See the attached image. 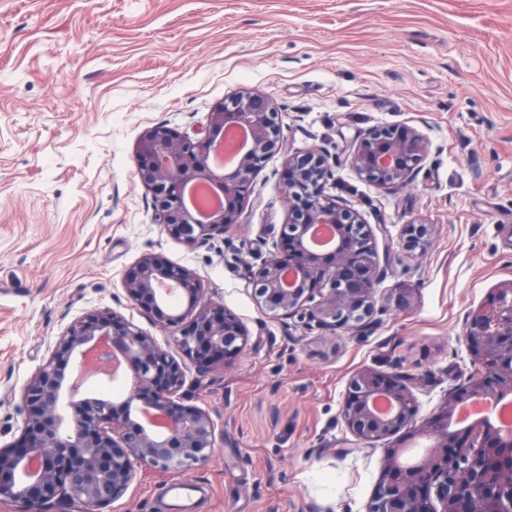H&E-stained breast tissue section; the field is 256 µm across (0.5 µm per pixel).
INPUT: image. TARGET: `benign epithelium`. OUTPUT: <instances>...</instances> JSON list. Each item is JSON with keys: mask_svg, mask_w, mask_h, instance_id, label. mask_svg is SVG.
I'll list each match as a JSON object with an SVG mask.
<instances>
[{"mask_svg": "<svg viewBox=\"0 0 512 512\" xmlns=\"http://www.w3.org/2000/svg\"><path fill=\"white\" fill-rule=\"evenodd\" d=\"M232 127L248 129L250 147L234 167L219 173L210 159ZM427 149L413 127L379 126L355 144L350 162L365 181L391 189L409 178ZM279 153L288 174L287 219L264 242L267 258L250 272L256 300L267 313L296 316L311 330L359 328L376 310L385 275L373 231L356 209L326 193L331 168L325 154L286 151L281 118L269 98L251 90L225 98L211 113L208 129L194 139L165 125L145 132L138 175L151 195L154 223L191 247L224 234L238 224L255 176ZM192 181L211 182L223 193V206L205 222L183 203V189ZM317 224L333 227L334 248H310ZM428 236V225L410 224L403 246L422 248ZM168 284L177 292L173 303L161 296ZM122 288L171 333L189 363L178 362L114 310H94L72 321L22 390L21 435L0 446V503H16L20 512H43L60 503L103 512L134 483L140 466L185 468L214 452L212 413L181 402L186 369L227 367L249 343L247 326L207 297L195 271L150 253L137 259ZM465 343L469 376L448 389L437 411L420 423L413 393L419 375L362 369L349 380L342 416L354 447H370L402 430L431 441L428 454L414 465L399 462L402 446L389 449L366 512H512V437H503L489 420L453 427L457 409L467 402L512 396V279L468 314ZM88 352L123 363L121 402L76 391L74 372ZM379 397L391 407L384 416L373 407Z\"/></svg>", "mask_w": 512, "mask_h": 512, "instance_id": "7a95c632", "label": "benign epithelium"}]
</instances>
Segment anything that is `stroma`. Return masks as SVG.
I'll return each mask as SVG.
<instances>
[{
  "instance_id": "obj_1",
  "label": "stroma",
  "mask_w": 512,
  "mask_h": 512,
  "mask_svg": "<svg viewBox=\"0 0 512 512\" xmlns=\"http://www.w3.org/2000/svg\"><path fill=\"white\" fill-rule=\"evenodd\" d=\"M249 89L277 106L289 152L331 164L326 191L393 244L367 328L335 335L263 311L249 270L287 217L282 155L256 176L240 222L190 248L152 218L138 176L143 133L207 127ZM389 124L428 151L402 186L363 180L349 154ZM431 227L406 252L409 224ZM512 0H0V445L19 434L21 391L74 319L113 309L182 351L121 287L141 254L193 269L247 326L226 368L189 369L186 403L209 409L207 460L140 469L106 512H365L390 441L350 453V377L408 370L419 418L470 371L467 314L512 279ZM411 291L410 309L390 302ZM335 475L336 505L312 473Z\"/></svg>"
}]
</instances>
